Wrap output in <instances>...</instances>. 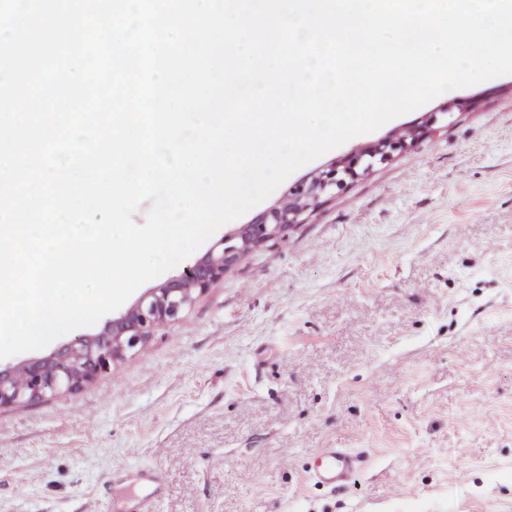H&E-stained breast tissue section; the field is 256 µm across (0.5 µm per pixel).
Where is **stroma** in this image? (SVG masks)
I'll list each match as a JSON object with an SVG mask.
<instances>
[{"label": "stroma", "mask_w": 512, "mask_h": 512, "mask_svg": "<svg viewBox=\"0 0 512 512\" xmlns=\"http://www.w3.org/2000/svg\"><path fill=\"white\" fill-rule=\"evenodd\" d=\"M445 113L77 393L0 408V512H512V75L302 167L221 227ZM323 448L362 465L332 490Z\"/></svg>", "instance_id": "obj_1"}]
</instances>
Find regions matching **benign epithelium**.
Instances as JSON below:
<instances>
[{
    "label": "benign epithelium",
    "instance_id": "benign-epithelium-1",
    "mask_svg": "<svg viewBox=\"0 0 512 512\" xmlns=\"http://www.w3.org/2000/svg\"><path fill=\"white\" fill-rule=\"evenodd\" d=\"M421 130L423 127L419 126L404 136L368 146L333 163L310 181L294 186L282 205L224 236L180 276L142 295L126 313L108 322L101 333L79 338L48 357L17 368L0 369V407L40 400L62 390L78 392L87 388L109 373L116 361L144 343L155 327L178 320L194 295L205 292L253 251L301 223V216L316 207L322 195L344 189L359 172L405 149ZM19 373L27 380L23 391L14 384Z\"/></svg>",
    "mask_w": 512,
    "mask_h": 512
}]
</instances>
